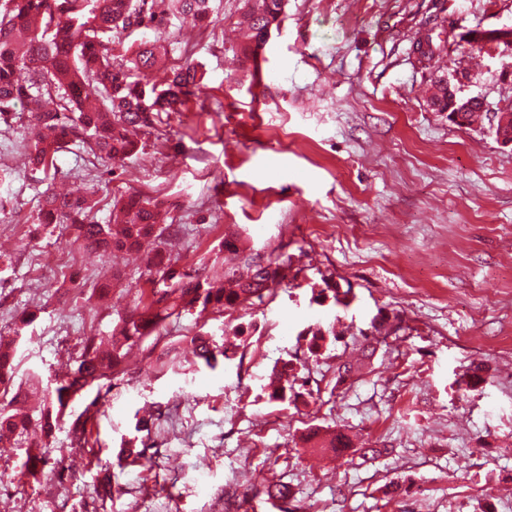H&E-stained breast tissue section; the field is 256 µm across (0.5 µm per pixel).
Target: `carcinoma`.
<instances>
[{"label":"carcinoma","instance_id":"carcinoma-1","mask_svg":"<svg viewBox=\"0 0 512 512\" xmlns=\"http://www.w3.org/2000/svg\"><path fill=\"white\" fill-rule=\"evenodd\" d=\"M155 0H0V123L11 126L24 122L34 137L24 142L31 166L43 174L46 188L40 195L32 223L64 226L67 243L85 249L113 254L136 251L143 254L148 274L157 275L159 287L141 296L121 319L118 332L109 337V346H101V337L86 335L80 339L72 367L56 380V387L43 392V404L37 418L10 413V407L26 396L28 390L15 386L12 346L22 339V330L37 318L29 312L13 335H0V394L10 399L0 406V443L18 447L29 444V435H39L41 447L52 443L61 414L75 403L81 411L70 412L68 434L71 444L88 455L93 463L98 451L89 425L100 412L101 393L85 401V393L112 381L121 372L124 348L149 338L160 341L166 335L167 321L191 311L249 307L265 294L281 287L291 288L298 274L291 273L290 258L283 253L260 256L248 247L241 235L227 228L219 247L224 251V287L211 286L200 269L187 270L179 259L161 248L164 236L178 234L169 208L161 200L140 194L120 195L113 208L120 210L118 228L94 220L98 201L92 197L62 196L52 189L58 173V155L75 146L86 156L123 163L139 153L137 134L150 135L162 123L163 116L188 109L200 100L205 88L202 67L187 61L166 68L167 50L156 40H143L121 63L114 61L121 42L115 35L134 31H157L174 20H188L203 30L217 23L215 0H167L166 9H154ZM245 23L250 32L241 48L244 58L254 57L266 44L268 35L285 21L284 0H247ZM454 92L448 80L435 82L430 107L448 113V121L469 125L483 103L476 97L466 107L453 106ZM20 105L17 113L13 107ZM324 288L317 297L332 293L334 303L348 306L351 289L341 292L330 279L322 278ZM364 335V348L374 353L380 337L397 335L399 326L387 317L371 323ZM306 351L293 354L272 369L277 381L268 398L307 404L314 395L309 377L300 374L296 362L300 356H316L328 341L339 334L320 327L309 332ZM197 358L212 371L231 359L224 344L211 336L191 337ZM311 448L336 455L349 447L342 433L320 435L311 432L303 438ZM153 457L150 446L136 438L123 443L119 461L141 466ZM24 473L35 483L64 482L68 467L49 464L48 457H29ZM254 495L271 501L292 497L290 487L281 481H264Z\"/></svg>","mask_w":512,"mask_h":512}]
</instances>
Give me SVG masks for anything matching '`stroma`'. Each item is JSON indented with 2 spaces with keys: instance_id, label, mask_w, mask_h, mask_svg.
<instances>
[{
  "instance_id": "35a3bbf8",
  "label": "stroma",
  "mask_w": 512,
  "mask_h": 512,
  "mask_svg": "<svg viewBox=\"0 0 512 512\" xmlns=\"http://www.w3.org/2000/svg\"><path fill=\"white\" fill-rule=\"evenodd\" d=\"M244 9L223 0L208 36L176 26L157 35L167 66L202 65L204 107L171 114L158 144L121 167L59 155L57 181L93 193L102 223L124 192L182 201L172 212L182 264L223 273L218 243L232 227L254 251L288 253L298 285L172 322L162 346L177 370L156 372L152 340L135 346L92 424L97 461L79 465L66 428L56 431L53 457L75 463L63 484L28 482L25 449L0 444V512H49L53 502L83 512L104 470L115 492L96 512H224L228 490L247 512H279L252 495L262 477L291 486L295 512H512V149L426 104L440 75L488 111L512 101V55L462 40L512 27V0H287L282 29L249 61L237 50ZM429 34L446 44L424 69L413 49ZM29 136L21 122L0 130V167L11 173L0 183V332L23 330L15 381L24 385L56 376L83 336L111 335L152 287L137 257L66 244L57 228L29 240L44 189L23 154ZM63 254L80 288L55 271ZM114 273L118 286L94 295ZM325 277L352 288L348 307L315 301ZM35 307L37 321L20 327ZM379 315L401 318L411 335L338 380ZM334 323L341 341L307 363L317 403L268 402L275 362L301 332ZM238 326L240 359L190 370V336ZM473 364L486 366L485 383L460 388ZM155 407L165 417L144 437L160 450L155 466L119 467L135 413ZM327 426L387 453L366 461L358 448L340 458L298 448L301 434Z\"/></svg>"
}]
</instances>
